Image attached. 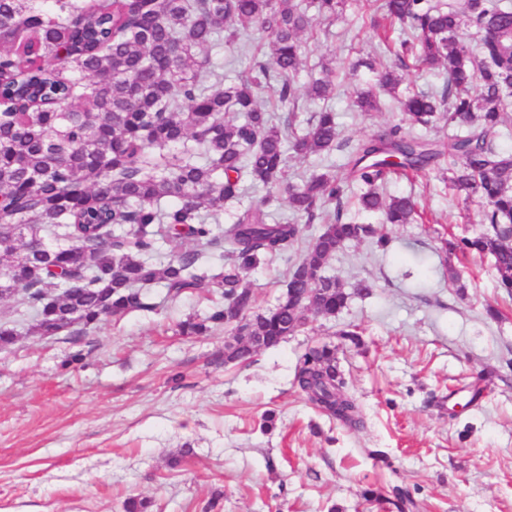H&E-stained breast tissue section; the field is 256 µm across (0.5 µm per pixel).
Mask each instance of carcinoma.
<instances>
[{"label":"carcinoma","mask_w":512,"mask_h":512,"mask_svg":"<svg viewBox=\"0 0 512 512\" xmlns=\"http://www.w3.org/2000/svg\"><path fill=\"white\" fill-rule=\"evenodd\" d=\"M343 0H0V289L33 320L31 333L58 336L109 317L152 310L145 288L171 297L216 293L204 319L177 324L181 336L214 327L230 332L224 365L279 346L309 313L336 316L349 298L323 275L346 244L388 245L386 224L418 216L411 196L384 197L394 174L448 169L450 186L485 206L482 231L441 239L450 255L488 254L497 282L512 295V151L500 145L512 104V0H379L374 25L400 27L390 64L358 93L361 112L397 98L408 62L443 69L438 92L406 89L399 99L411 128L444 123L462 130L429 141L400 125L356 139L326 105L336 83L322 78L308 96L325 105L297 133L261 107L256 90L276 79V101L293 105L304 40L317 38L309 10L323 20ZM248 29L268 35L235 83L205 77L207 53L235 45ZM234 112L239 119L224 121ZM299 157L345 151L347 171L287 177L285 143ZM250 183L260 199L213 224L208 210L238 201ZM358 184L359 210L375 221H345L346 191ZM287 203L289 217L268 222ZM319 225L306 250L303 229ZM189 238L190 249L157 259L162 244ZM224 272L210 275L212 254ZM294 253L286 291L254 310L243 274ZM339 346L321 343L298 357L293 384L315 408L362 423L338 366Z\"/></svg>","instance_id":"cac0c4a2"}]
</instances>
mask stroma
I'll return each instance as SVG.
<instances>
[{
    "label": "stroma",
    "mask_w": 512,
    "mask_h": 512,
    "mask_svg": "<svg viewBox=\"0 0 512 512\" xmlns=\"http://www.w3.org/2000/svg\"><path fill=\"white\" fill-rule=\"evenodd\" d=\"M369 13L346 0L308 42L296 83L305 89L323 64L347 62L332 106L357 138L403 119L396 104L369 114L352 105L373 74L351 62L384 59ZM384 191L417 197L423 219L386 226L388 249L344 246L325 273L349 292L346 307L310 316L246 363L215 362L223 328L176 335L178 322L206 314L205 293L150 288L152 310L77 337L31 335L14 302L0 300V323L18 332L0 349V512H126L131 497L149 499L150 512H396L399 492L412 512H512V298L490 256L439 251L442 235L481 231L483 206L434 170L391 177ZM288 268L281 257L247 274L257 309L276 303ZM360 284L365 293H355ZM349 324L363 333L361 346L339 353L363 415L356 428L293 384L298 355ZM480 378L486 389L467 405L465 389ZM268 412L275 426L265 432Z\"/></svg>",
    "instance_id": "stroma-1"
}]
</instances>
